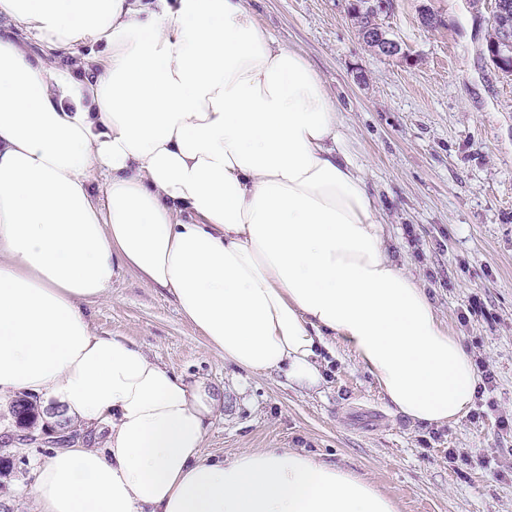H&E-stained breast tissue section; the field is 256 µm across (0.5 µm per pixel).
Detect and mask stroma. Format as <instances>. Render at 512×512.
Returning a JSON list of instances; mask_svg holds the SVG:
<instances>
[{
  "label": "stroma",
  "instance_id": "1",
  "mask_svg": "<svg viewBox=\"0 0 512 512\" xmlns=\"http://www.w3.org/2000/svg\"><path fill=\"white\" fill-rule=\"evenodd\" d=\"M352 0H248L279 43L299 50L341 111L344 149L381 211L387 253L417 279L437 315L493 375L459 423L413 424L395 414L344 346L323 354L320 385L289 386L225 362L165 289L119 268L86 314L93 331L140 345L218 405L205 454L292 448L352 469L397 499L399 512H512V76L490 62L468 0H393L380 21L404 54L365 46ZM440 18L419 23L421 8ZM50 68L79 74L102 44L69 53L26 42ZM39 439L8 442L0 408V512H35L38 468L57 451L60 417L41 401Z\"/></svg>",
  "mask_w": 512,
  "mask_h": 512
}]
</instances>
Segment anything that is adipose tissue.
I'll list each match as a JSON object with an SVG mask.
<instances>
[{
	"instance_id": "adipose-tissue-1",
	"label": "adipose tissue",
	"mask_w": 512,
	"mask_h": 512,
	"mask_svg": "<svg viewBox=\"0 0 512 512\" xmlns=\"http://www.w3.org/2000/svg\"><path fill=\"white\" fill-rule=\"evenodd\" d=\"M50 50L107 53L76 80L0 35V403L111 419L38 470L36 512H397L354 472L293 449L202 452L216 402L83 312L117 267L170 291L225 361L318 387L341 341L390 408L456 423L479 378L393 262L338 108L246 0H0ZM106 175L102 196L89 187Z\"/></svg>"
}]
</instances>
